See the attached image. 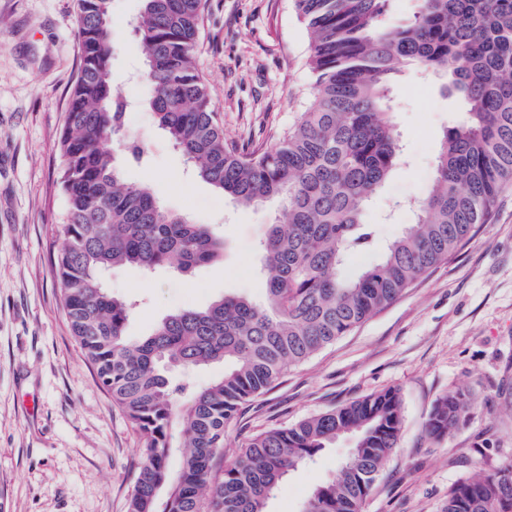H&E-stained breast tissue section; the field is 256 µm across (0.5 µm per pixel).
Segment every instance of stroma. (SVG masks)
<instances>
[{
	"label": "stroma",
	"instance_id": "obj_1",
	"mask_svg": "<svg viewBox=\"0 0 512 512\" xmlns=\"http://www.w3.org/2000/svg\"><path fill=\"white\" fill-rule=\"evenodd\" d=\"M142 0H112V72L127 102L126 133L144 150L125 179L149 184L170 211L213 225L218 259L182 275L143 276L111 269L114 296L138 300L127 334L146 335L161 316L214 299L264 296L256 243L279 212L268 201L244 209L197 178L159 128L145 101L134 24ZM77 0H0V512H126L140 436L99 385L71 333L56 285L65 198L60 137L80 69ZM308 38L291 0H207L197 65L228 141L250 150L285 132L311 91ZM391 119L405 158L370 202L369 251L376 259L413 215L435 168L440 139L463 109L433 76L408 72L391 87ZM512 379V187L487 223L394 303L341 336L267 392L243 405L224 437V463L250 439L397 389V448L364 512H443L448 492L475 468L512 459V414L500 396ZM462 390L471 398L463 427L440 441L424 423L436 401ZM349 439L291 470L266 512H301L311 491L336 473Z\"/></svg>",
	"mask_w": 512,
	"mask_h": 512
}]
</instances>
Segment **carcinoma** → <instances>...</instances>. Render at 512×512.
Listing matches in <instances>:
<instances>
[{
  "label": "carcinoma",
  "mask_w": 512,
  "mask_h": 512,
  "mask_svg": "<svg viewBox=\"0 0 512 512\" xmlns=\"http://www.w3.org/2000/svg\"><path fill=\"white\" fill-rule=\"evenodd\" d=\"M292 2L308 36L309 101L272 144L244 152L225 140L198 71L206 0H143L135 31L158 126L216 191L242 207L278 198L283 212L259 244L263 302L226 295L169 313L131 340L133 304L112 296L104 272L124 264L187 274L216 258L224 240L123 178L111 148L125 112L112 83V0H78L81 67L60 140L58 286L73 336L140 434L126 512H265L290 470L344 436L355 438L350 454L302 512H363L398 445L397 390L263 432L219 471L226 428L242 404L448 260L512 181V0H421L414 19L395 28L381 24L388 0ZM405 69L436 77L463 115L443 134L428 190L406 203L415 222L376 262L345 276L347 256L373 243L369 201L403 160L389 109ZM214 363L224 374L198 387L169 375ZM469 407L463 392L440 398L427 435L458 429ZM175 448L183 452L173 475ZM444 512H512V462L455 484Z\"/></svg>",
  "instance_id": "carcinoma-1"
}]
</instances>
